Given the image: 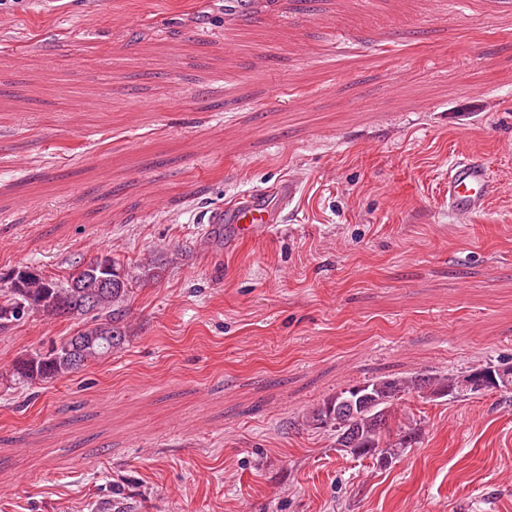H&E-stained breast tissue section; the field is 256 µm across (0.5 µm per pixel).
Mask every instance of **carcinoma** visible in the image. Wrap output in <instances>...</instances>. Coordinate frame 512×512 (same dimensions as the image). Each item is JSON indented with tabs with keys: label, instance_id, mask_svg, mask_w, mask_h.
Listing matches in <instances>:
<instances>
[{
	"label": "carcinoma",
	"instance_id": "1",
	"mask_svg": "<svg viewBox=\"0 0 512 512\" xmlns=\"http://www.w3.org/2000/svg\"><path fill=\"white\" fill-rule=\"evenodd\" d=\"M128 271L119 259H112V287L106 288L95 274L75 268L67 279L60 280L43 274L23 284L21 288L0 289V331L25 323L12 316L3 317L14 309L17 299L32 298L39 306L30 314L47 320L76 319L89 313L94 321L72 336L66 337L49 353L37 350L16 360L11 382L28 386L35 381L49 382L65 378L112 355L123 344L126 331L120 326L122 304L131 293ZM476 370L492 377L490 391L512 392V367L487 362ZM465 373L425 374L405 377H380L351 385L336 392L321 406L312 410L306 422L316 428L329 427L336 432V447L361 448L375 451L390 459L418 443L422 430L408 418L397 414L398 401L408 394L437 398L460 399L467 393L460 390Z\"/></svg>",
	"mask_w": 512,
	"mask_h": 512
}]
</instances>
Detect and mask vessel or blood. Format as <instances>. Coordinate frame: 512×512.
Instances as JSON below:
<instances>
[{
    "label": "vessel or blood",
    "mask_w": 512,
    "mask_h": 512,
    "mask_svg": "<svg viewBox=\"0 0 512 512\" xmlns=\"http://www.w3.org/2000/svg\"><path fill=\"white\" fill-rule=\"evenodd\" d=\"M499 190L485 160L475 156L456 159L448 169L445 191L448 213L455 222H468L487 209ZM297 193V181L288 178L272 189L242 194L232 204L207 213L204 221L230 225L234 240L253 239L284 223Z\"/></svg>",
    "instance_id": "obj_1"
}]
</instances>
